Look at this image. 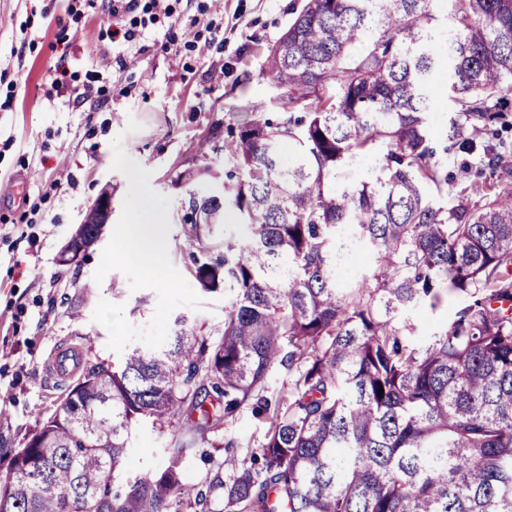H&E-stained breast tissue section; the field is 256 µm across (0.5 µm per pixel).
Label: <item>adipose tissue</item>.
<instances>
[{
    "mask_svg": "<svg viewBox=\"0 0 512 512\" xmlns=\"http://www.w3.org/2000/svg\"><path fill=\"white\" fill-rule=\"evenodd\" d=\"M113 244L119 256L136 262L148 277L157 281L166 278L159 222L119 225L113 232Z\"/></svg>",
    "mask_w": 512,
    "mask_h": 512,
    "instance_id": "1",
    "label": "adipose tissue"
}]
</instances>
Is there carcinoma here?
<instances>
[{
    "mask_svg": "<svg viewBox=\"0 0 512 512\" xmlns=\"http://www.w3.org/2000/svg\"><path fill=\"white\" fill-rule=\"evenodd\" d=\"M448 5L447 140L489 175L448 184L431 0H306L267 57L282 117L244 114L214 146L232 160L220 192L185 199L191 274L224 283V322L207 334L178 317L119 368L87 360L13 453L0 512H512V187L488 129L512 108V0ZM359 156L377 165L349 182ZM230 209L245 234L207 242ZM346 234L367 262L342 281ZM443 288L461 302L424 335L416 316ZM249 403L262 437L214 445ZM140 421L181 433L163 468L118 484ZM192 452L217 470L188 487Z\"/></svg>",
    "mask_w": 512,
    "mask_h": 512,
    "instance_id": "1",
    "label": "carcinoma"
}]
</instances>
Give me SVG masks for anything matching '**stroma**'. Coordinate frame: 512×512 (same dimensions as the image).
Returning <instances> with one entry per match:
<instances>
[{"instance_id":"1","label":"stroma","mask_w":512,"mask_h":512,"mask_svg":"<svg viewBox=\"0 0 512 512\" xmlns=\"http://www.w3.org/2000/svg\"><path fill=\"white\" fill-rule=\"evenodd\" d=\"M302 2L170 0V24L141 28L130 46L113 40L92 0H0V472L75 383L51 376L52 354L117 366L129 346L163 344L175 317L207 332L222 323L223 289L190 273L180 176L227 167L210 140L238 112L277 114L266 59ZM58 72L96 99L47 100ZM104 192L112 217L99 244L61 264ZM145 200L164 222V283L112 251L117 225L145 219ZM171 438L138 424L125 476L161 468Z\"/></svg>"}]
</instances>
